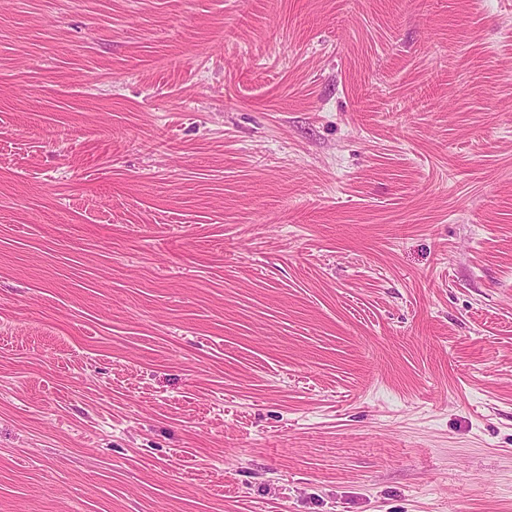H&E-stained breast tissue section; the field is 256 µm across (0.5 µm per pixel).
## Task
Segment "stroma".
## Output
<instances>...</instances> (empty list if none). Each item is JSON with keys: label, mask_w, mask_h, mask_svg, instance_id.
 <instances>
[{"label": "stroma", "mask_w": 512, "mask_h": 512, "mask_svg": "<svg viewBox=\"0 0 512 512\" xmlns=\"http://www.w3.org/2000/svg\"><path fill=\"white\" fill-rule=\"evenodd\" d=\"M0 512H512V0H0Z\"/></svg>", "instance_id": "obj_1"}]
</instances>
